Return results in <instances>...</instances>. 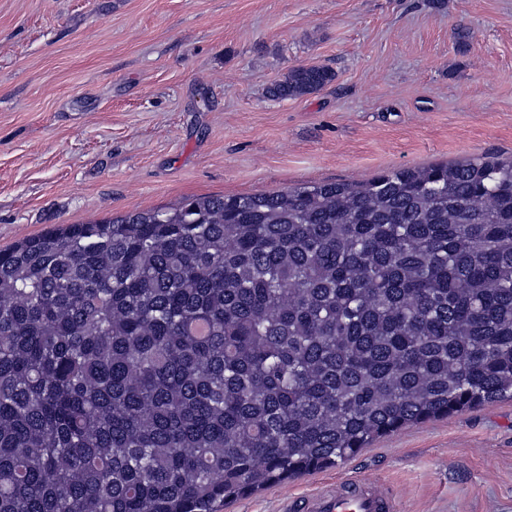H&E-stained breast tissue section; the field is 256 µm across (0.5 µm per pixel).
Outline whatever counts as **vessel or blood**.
Returning a JSON list of instances; mask_svg holds the SVG:
<instances>
[{
  "label": "vessel or blood",
  "mask_w": 512,
  "mask_h": 512,
  "mask_svg": "<svg viewBox=\"0 0 512 512\" xmlns=\"http://www.w3.org/2000/svg\"><path fill=\"white\" fill-rule=\"evenodd\" d=\"M279 512H399V503L392 491L361 477L283 500Z\"/></svg>",
  "instance_id": "vessel-or-blood-1"
}]
</instances>
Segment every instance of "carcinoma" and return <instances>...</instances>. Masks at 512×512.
Returning <instances> with one entry per match:
<instances>
[{
    "mask_svg": "<svg viewBox=\"0 0 512 512\" xmlns=\"http://www.w3.org/2000/svg\"><path fill=\"white\" fill-rule=\"evenodd\" d=\"M335 78L291 69L288 99ZM512 397V160L191 197L0 250V512H215Z\"/></svg>",
    "mask_w": 512,
    "mask_h": 512,
    "instance_id": "obj_1",
    "label": "carcinoma"
}]
</instances>
